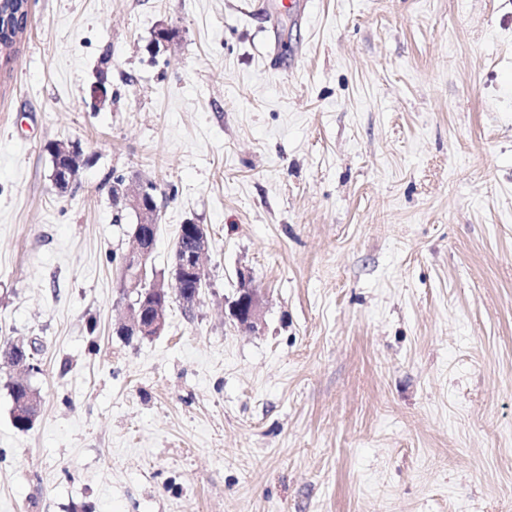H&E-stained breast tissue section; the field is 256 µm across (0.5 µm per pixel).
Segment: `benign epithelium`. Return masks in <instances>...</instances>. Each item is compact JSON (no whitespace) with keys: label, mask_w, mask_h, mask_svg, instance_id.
Masks as SVG:
<instances>
[{"label":"benign epithelium","mask_w":512,"mask_h":512,"mask_svg":"<svg viewBox=\"0 0 512 512\" xmlns=\"http://www.w3.org/2000/svg\"><path fill=\"white\" fill-rule=\"evenodd\" d=\"M112 202L116 206H122L132 210L137 217V224L133 229L134 247L124 257V267L137 269L141 279V287L136 283H128L126 277H121L120 285L126 295L139 293L138 298L132 299L127 305L125 317L119 322L118 330L128 339H145L160 335L166 325L167 306L148 305L149 297L155 293H163V288L176 294V300L187 312L193 311L198 303L199 295L203 288V278H198L196 289L185 293L179 291L178 276L166 282L153 278L147 280L148 261L155 245V237L144 231V228H152L159 223L160 209L144 203V188L132 192L121 181L112 184ZM192 246L190 250L183 252L175 250L174 272L192 270L200 273L201 263L210 249V236L207 228L202 224L191 225ZM238 288L234 295L225 299L228 309V317L236 322L239 327L253 331L262 323L263 303L259 295L250 286V273L246 270L237 271ZM16 357L11 361L21 372L29 375L40 372L39 360L35 356L32 343H16ZM14 420L26 427L33 426L39 416L40 405L34 397L20 400L14 404Z\"/></svg>","instance_id":"1"}]
</instances>
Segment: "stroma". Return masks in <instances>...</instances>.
<instances>
[{"label": "stroma", "instance_id": "obj_1", "mask_svg": "<svg viewBox=\"0 0 512 512\" xmlns=\"http://www.w3.org/2000/svg\"><path fill=\"white\" fill-rule=\"evenodd\" d=\"M118 177L156 187V273L210 232L151 339L117 332ZM34 338L30 430L0 363V512H512V0H32L0 54V345ZM238 288L234 295L225 299L227 316L239 327L253 331L262 323L263 303L259 295L250 286V273L246 270L237 271ZM21 383H27V387L24 388L20 386ZM29 390L35 392L39 396V393L28 382H15L13 388H11L13 404ZM14 408V420L25 427H32L40 413L38 400L32 396L28 399L15 402Z\"/></svg>", "mask_w": 512, "mask_h": 512}]
</instances>
